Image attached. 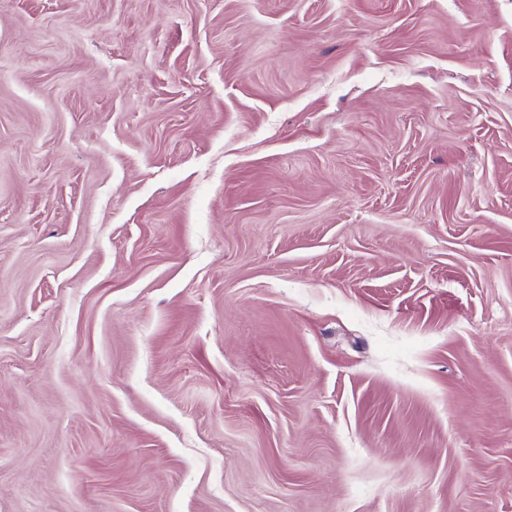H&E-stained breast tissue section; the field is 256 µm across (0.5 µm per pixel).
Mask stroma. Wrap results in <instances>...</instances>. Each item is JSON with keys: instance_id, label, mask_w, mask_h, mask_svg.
<instances>
[{"instance_id": "stroma-1", "label": "stroma", "mask_w": 512, "mask_h": 512, "mask_svg": "<svg viewBox=\"0 0 512 512\" xmlns=\"http://www.w3.org/2000/svg\"><path fill=\"white\" fill-rule=\"evenodd\" d=\"M0 512H512V0H0Z\"/></svg>"}]
</instances>
